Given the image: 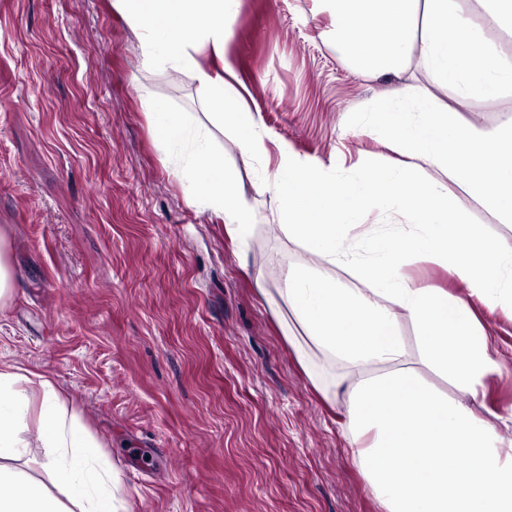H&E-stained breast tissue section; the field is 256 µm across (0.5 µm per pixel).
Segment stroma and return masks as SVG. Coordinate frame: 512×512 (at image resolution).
Listing matches in <instances>:
<instances>
[{"instance_id": "obj_1", "label": "stroma", "mask_w": 512, "mask_h": 512, "mask_svg": "<svg viewBox=\"0 0 512 512\" xmlns=\"http://www.w3.org/2000/svg\"><path fill=\"white\" fill-rule=\"evenodd\" d=\"M324 0H240L226 57L279 146L323 169L390 164L355 131L365 102L397 86L338 56ZM202 116L188 74L149 73L110 0H0V228L16 273L0 301V365L49 378L100 442L128 512H381L355 467L343 401L304 374L266 298L309 256L257 193L231 132L214 160L236 169L256 214L247 245L190 205L156 146L143 90ZM458 120L512 123V97L462 103ZM502 371L488 404L512 406V318L486 317Z\"/></svg>"}]
</instances>
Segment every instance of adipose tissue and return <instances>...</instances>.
<instances>
[{"mask_svg":"<svg viewBox=\"0 0 512 512\" xmlns=\"http://www.w3.org/2000/svg\"><path fill=\"white\" fill-rule=\"evenodd\" d=\"M337 53L359 73L402 84L365 106L356 124L384 129L396 160L350 166L335 176L281 149L275 172L260 167L267 134L240 95L230 94L224 49L240 0H113L139 31L144 70L186 72L207 93L205 119L171 111L143 92L146 117L191 204L224 216L246 241L255 214L232 172L213 161L215 133L232 130L259 190H273L289 240L309 253L288 267L279 297L290 318L280 330L312 385L342 397L352 455L383 512H512V438L497 426L512 412L488 405L501 370L480 312L512 313V243L483 235L468 203L512 223V123L484 128L457 121L432 87L458 100L512 96V51L488 40L476 14L512 32V0H327ZM222 61L205 65L202 55ZM466 180L468 202L448 191ZM447 268L462 296L426 288L403 270L407 257ZM417 330L415 347L400 332ZM312 342L339 365L331 372L307 352ZM428 367L460 391L426 385ZM53 488L16 467L31 443ZM469 467H459V459ZM0 512H126L112 466L53 383L16 366L0 368Z\"/></svg>","mask_w":512,"mask_h":512,"instance_id":"obj_1","label":"adipose tissue"}]
</instances>
